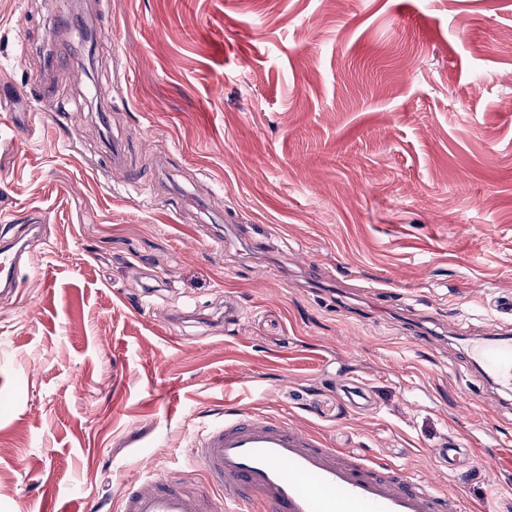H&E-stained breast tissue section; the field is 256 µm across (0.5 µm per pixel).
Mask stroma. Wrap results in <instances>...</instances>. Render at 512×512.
<instances>
[{"label":"stroma","mask_w":512,"mask_h":512,"mask_svg":"<svg viewBox=\"0 0 512 512\" xmlns=\"http://www.w3.org/2000/svg\"><path fill=\"white\" fill-rule=\"evenodd\" d=\"M93 24L102 49L45 65L55 4L0 0V228L49 226L0 297V512H111L230 408L512 512V389L462 350L512 294V0H109ZM44 65L54 118L15 96ZM456 436L473 458L439 470Z\"/></svg>","instance_id":"1"}]
</instances>
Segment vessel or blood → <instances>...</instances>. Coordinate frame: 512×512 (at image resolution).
Returning a JSON list of instances; mask_svg holds the SVG:
<instances>
[{"instance_id": "vessel-or-blood-1", "label": "vessel or blood", "mask_w": 512, "mask_h": 512, "mask_svg": "<svg viewBox=\"0 0 512 512\" xmlns=\"http://www.w3.org/2000/svg\"><path fill=\"white\" fill-rule=\"evenodd\" d=\"M45 225L0 234V294H15L20 265ZM470 360L497 384L512 386V344L482 342ZM205 488L178 474L150 473L127 489L116 512H461L459 498L434 479L374 464L334 448L296 425L249 411L226 414L189 448ZM442 467L468 463L466 442L434 452Z\"/></svg>"}]
</instances>
